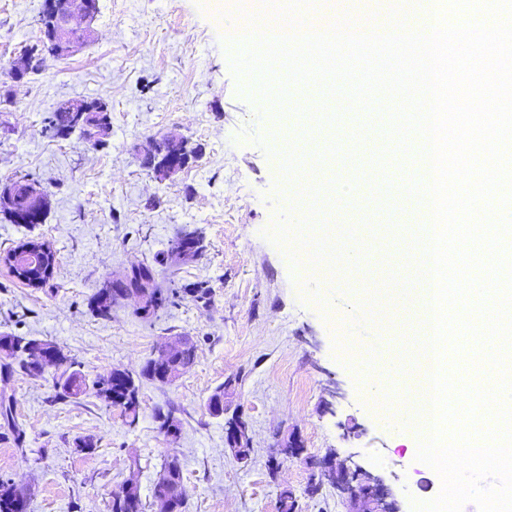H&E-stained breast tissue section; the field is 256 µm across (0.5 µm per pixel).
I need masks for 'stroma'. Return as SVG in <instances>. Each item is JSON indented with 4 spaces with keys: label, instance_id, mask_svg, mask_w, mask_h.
Masks as SVG:
<instances>
[{
    "label": "stroma",
    "instance_id": "obj_1",
    "mask_svg": "<svg viewBox=\"0 0 512 512\" xmlns=\"http://www.w3.org/2000/svg\"><path fill=\"white\" fill-rule=\"evenodd\" d=\"M43 4L0 0V184L26 176L48 195L43 223L0 217V254L37 239L57 258L52 279L38 288L0 264V332L51 342L70 359L39 375L13 367L6 386L19 430L0 425V478L27 488L26 512H110L132 478L146 512H157L152 484L172 456L183 468L185 512H276L284 487L300 512H349L331 486L307 492L314 462L330 454L383 477L402 512L412 500L437 497L441 477L370 398L371 374L399 396L420 379L411 362L387 369L415 334V311L384 330L364 305L380 277L406 281L408 244L423 222L422 201L400 192L417 173L414 156L381 172L372 163L389 144L387 116L349 112L340 126L316 128L291 111L272 115L231 72L222 39L240 14L208 0H100L90 42L64 59L44 54L38 72L13 81L12 68L41 37ZM67 99L108 103L103 143L43 133L44 117ZM350 128L360 137H348ZM170 133L197 154L161 180L145 158ZM329 143L316 211L289 178L281 148ZM309 224L359 238L363 263L349 265L340 249L334 279L307 269L300 245ZM181 228L199 230L205 249L173 263L164 251ZM382 251L392 254L385 270L374 263ZM142 262L177 289L173 304L145 319L127 299L111 318L94 316L89 303L103 282ZM197 282L209 289L204 298L187 291ZM169 336L193 339L195 363L174 383L142 382L137 421L90 392L59 398L60 374L77 369L92 381L115 368L139 372ZM351 337L369 348L370 363L346 356ZM233 376L241 382L231 406L248 421L253 448L245 465L224 443L223 418L207 408ZM159 409L178 420L177 439L159 431ZM289 433L303 441L299 457H282L275 446L276 435ZM86 437L92 450L76 448Z\"/></svg>",
    "mask_w": 512,
    "mask_h": 512
}]
</instances>
